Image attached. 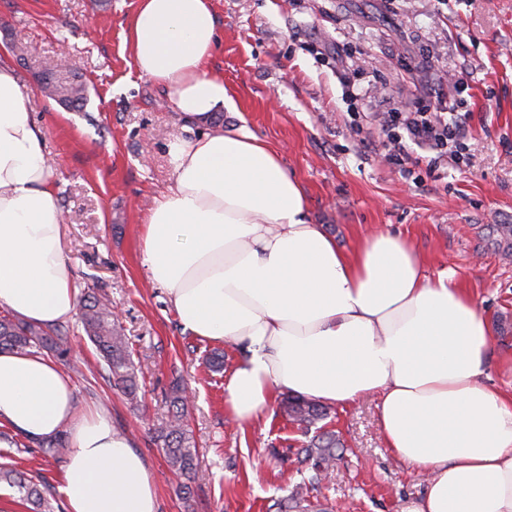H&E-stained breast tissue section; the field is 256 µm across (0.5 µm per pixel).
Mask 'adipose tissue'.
I'll return each instance as SVG.
<instances>
[{"label": "adipose tissue", "mask_w": 512, "mask_h": 512, "mask_svg": "<svg viewBox=\"0 0 512 512\" xmlns=\"http://www.w3.org/2000/svg\"><path fill=\"white\" fill-rule=\"evenodd\" d=\"M136 71L182 117L236 111L205 68L210 0H141L128 36ZM26 96L0 64V308L45 326L73 318L64 218ZM174 185L148 210L141 264L184 330L242 347L224 384L240 425L288 393L324 404L377 397L383 439L428 475L403 512H512V396L487 385L490 330L476 302L396 237L341 250L308 223L280 155L247 132L169 144ZM0 421L34 440L67 430L58 491L67 512H157L156 479L101 410L34 354L0 353Z\"/></svg>", "instance_id": "obj_1"}]
</instances>
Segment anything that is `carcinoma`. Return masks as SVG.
<instances>
[{
    "label": "carcinoma",
    "mask_w": 512,
    "mask_h": 512,
    "mask_svg": "<svg viewBox=\"0 0 512 512\" xmlns=\"http://www.w3.org/2000/svg\"><path fill=\"white\" fill-rule=\"evenodd\" d=\"M42 89L53 100L69 110L80 111L87 103L85 87L66 76L58 69L45 66L42 71ZM80 323L84 335L70 333V329L59 325L54 328L25 322L8 311L0 312V351L29 354L42 350L70 366V354L74 345L89 341L105 363L107 379L128 400L138 402L144 383V373L133 362L132 343L124 332L118 317L113 314L112 301L97 288L81 292L77 298ZM170 411L167 420L157 429V438L162 441V450L169 472L179 481V490L190 493L189 483L194 479L198 464V448L189 430L186 416L189 400L186 388L173 382L166 395ZM288 420L297 425L307 438L301 448L304 467L299 469L302 480L291 497L276 502L271 508L276 512H312L308 499L309 491L318 489L326 473L342 457L343 442L336 432L328 430L323 421L329 418L326 405L305 397L288 395L281 402ZM40 452L54 459L60 458L68 448L67 432L61 431L50 440L38 443ZM16 487L24 493L35 512H50L46 488L25 479L13 468L0 464V483Z\"/></svg>",
    "instance_id": "cac0c4a2"
}]
</instances>
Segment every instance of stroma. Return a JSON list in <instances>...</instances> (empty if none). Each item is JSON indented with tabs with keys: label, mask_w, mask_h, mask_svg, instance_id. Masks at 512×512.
<instances>
[{
	"label": "stroma",
	"mask_w": 512,
	"mask_h": 512,
	"mask_svg": "<svg viewBox=\"0 0 512 512\" xmlns=\"http://www.w3.org/2000/svg\"><path fill=\"white\" fill-rule=\"evenodd\" d=\"M139 3L0 0V61L28 86L31 117L46 130L74 286L110 294L145 375L136 410L102 378L103 362L85 344L73 353L76 406L105 411L131 439L156 476L158 512H266L300 480L299 431L276 408L249 426L227 417L224 378L240 349L184 331L141 265L142 223L174 184L168 149L184 131L168 94L132 64L125 36ZM211 4L219 24L211 67L237 109L217 112L208 131L245 128L277 151L303 189L308 223L340 248L388 233L423 257L429 278L454 273L493 332L486 382L512 394V256L492 232L512 224V0ZM15 43L24 56L11 52ZM62 51L87 86L80 112L38 86L42 62ZM427 100L462 112L457 158L409 141L389 156L381 118ZM216 349L224 369L213 373L203 357ZM179 375L200 451L187 501L150 433L167 415L165 393ZM376 404L372 396L330 408L327 427L345 448L317 498L332 512H402L425 488V473L386 447ZM12 464L53 488L54 512H67L56 492L63 460L23 447Z\"/></svg>",
	"instance_id": "obj_1"
}]
</instances>
